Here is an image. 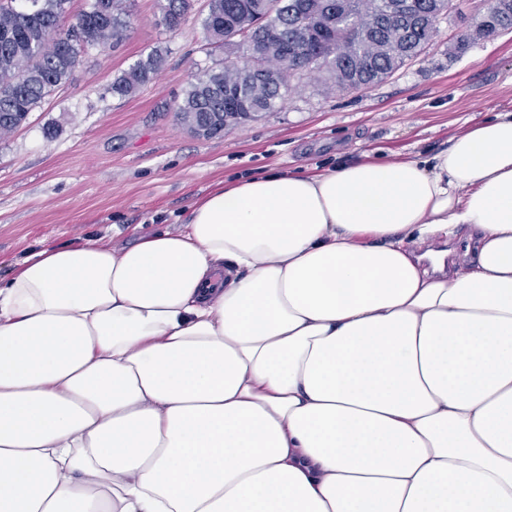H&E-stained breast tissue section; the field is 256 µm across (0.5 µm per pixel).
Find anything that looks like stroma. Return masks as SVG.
Returning <instances> with one entry per match:
<instances>
[{"label": "stroma", "instance_id": "1", "mask_svg": "<svg viewBox=\"0 0 512 512\" xmlns=\"http://www.w3.org/2000/svg\"><path fill=\"white\" fill-rule=\"evenodd\" d=\"M127 5V38L90 48L69 81L0 138L1 277L45 245L173 228L193 201L238 175L430 155L466 122L512 111V32L458 47L481 9L458 0V11L437 19L432 45L382 83L342 90L304 73L281 109L198 138L173 102L197 66L212 63L203 50L208 0H193L174 33L158 0ZM155 48L165 52L157 77L131 96L112 95V81Z\"/></svg>", "mask_w": 512, "mask_h": 512}]
</instances>
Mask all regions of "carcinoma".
Segmentation results:
<instances>
[{
	"mask_svg": "<svg viewBox=\"0 0 512 512\" xmlns=\"http://www.w3.org/2000/svg\"><path fill=\"white\" fill-rule=\"evenodd\" d=\"M0 0V134L23 126L46 97L70 79L88 48L117 44L130 28L124 0H91L70 27L59 26L69 0ZM394 0H209L202 25L205 52L222 58L198 73L175 105L192 134L210 138L224 125L276 111L291 90L297 68L326 72L336 86L376 85L433 40L435 29L417 26L392 8ZM191 0H159L161 23L175 32ZM364 36L355 38L349 26ZM257 54L239 66L248 43ZM164 62L151 50L112 82L128 96L148 84Z\"/></svg>",
	"mask_w": 512,
	"mask_h": 512,
	"instance_id": "carcinoma-1",
	"label": "carcinoma"
}]
</instances>
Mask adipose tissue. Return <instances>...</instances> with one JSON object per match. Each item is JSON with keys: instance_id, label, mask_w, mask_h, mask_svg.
I'll return each instance as SVG.
<instances>
[{"instance_id": "obj_1", "label": "adipose tissue", "mask_w": 512, "mask_h": 512, "mask_svg": "<svg viewBox=\"0 0 512 512\" xmlns=\"http://www.w3.org/2000/svg\"><path fill=\"white\" fill-rule=\"evenodd\" d=\"M0 512H512V113L28 254Z\"/></svg>"}]
</instances>
